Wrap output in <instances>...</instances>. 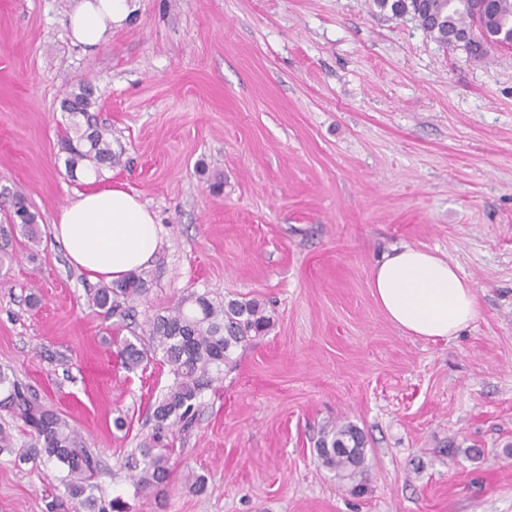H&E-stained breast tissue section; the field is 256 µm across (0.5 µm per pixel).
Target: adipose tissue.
Here are the masks:
<instances>
[{"mask_svg": "<svg viewBox=\"0 0 512 512\" xmlns=\"http://www.w3.org/2000/svg\"><path fill=\"white\" fill-rule=\"evenodd\" d=\"M127 0H77L69 15L72 37L95 48L105 42L108 23L123 21ZM70 264L90 279L117 281L151 261L160 246L154 214L125 189L112 186L80 192L51 224ZM371 286L387 318L426 339L457 335L477 316L468 283L448 261L408 245L376 263Z\"/></svg>", "mask_w": 512, "mask_h": 512, "instance_id": "1", "label": "adipose tissue"}]
</instances>
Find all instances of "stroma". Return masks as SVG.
<instances>
[{"mask_svg": "<svg viewBox=\"0 0 512 512\" xmlns=\"http://www.w3.org/2000/svg\"><path fill=\"white\" fill-rule=\"evenodd\" d=\"M131 5L88 50L72 0H0V225L20 190L41 237L15 235L0 267V366L80 430L102 502L512 512V51L472 56L374 0ZM82 80L120 156L98 184L123 183L161 228L137 321L190 294L256 299L273 318L202 393L150 497L128 465L169 368H125L111 340L129 329L92 307L95 281L49 232L90 169H65L62 101ZM405 244L469 282L478 314L458 335H411L377 304L371 271ZM336 422L366 437L363 493L316 459ZM192 473L204 493L186 488ZM61 477L0 455V512H47Z\"/></svg>", "mask_w": 512, "mask_h": 512, "instance_id": "1", "label": "stroma"}]
</instances>
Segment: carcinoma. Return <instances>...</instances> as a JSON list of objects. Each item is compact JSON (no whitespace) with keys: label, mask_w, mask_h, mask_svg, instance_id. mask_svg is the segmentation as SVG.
<instances>
[{"label":"carcinoma","mask_w":512,"mask_h":512,"mask_svg":"<svg viewBox=\"0 0 512 512\" xmlns=\"http://www.w3.org/2000/svg\"><path fill=\"white\" fill-rule=\"evenodd\" d=\"M376 6L394 18L412 16L423 31L443 44L464 41L465 49L482 54L496 44L499 34L512 33V0H375ZM95 105L90 83L73 87L63 100V110L81 115L86 129L76 137H66L69 154L66 170L76 177L82 161L112 165L120 156L112 152L111 131L98 125L91 109ZM11 223L0 226V238L9 240L18 229L32 244L40 243L36 216L20 190L12 194ZM148 291V282L138 272L120 281L103 284L89 293V301L104 316L122 321L135 320V303ZM272 317L256 300L230 299L215 303L205 295H195L177 303L168 313L145 321L133 339L117 338L114 344L124 365L133 369L160 358L169 367L172 381L155 401L151 412L152 431L141 444V462L133 484L140 494H148L167 484L172 474L170 435L186 428L195 416L196 400L212 386L214 372L236 362L234 354L255 337L266 334ZM0 409L22 423L33 444L16 447L11 428L0 424V454L18 463L36 459L56 461L67 470L63 497L88 509L106 512L94 495L93 479L98 460L85 445L80 433L62 414L44 403L29 386L0 367ZM322 467L341 480H352L367 471L366 438L348 424L322 430L316 446Z\"/></svg>","instance_id":"cac0c4a2"}]
</instances>
